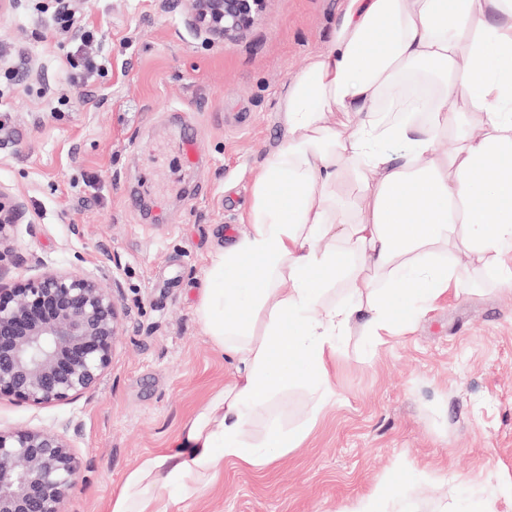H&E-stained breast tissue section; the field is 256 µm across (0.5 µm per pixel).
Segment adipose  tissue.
<instances>
[{
  "mask_svg": "<svg viewBox=\"0 0 512 512\" xmlns=\"http://www.w3.org/2000/svg\"><path fill=\"white\" fill-rule=\"evenodd\" d=\"M280 112L247 229L214 254L196 306L232 378L173 447L138 459L110 512H178L225 463L264 468L302 436L250 437L275 394L332 396L355 325L381 344L457 289L452 255L512 251V0H345Z\"/></svg>",
  "mask_w": 512,
  "mask_h": 512,
  "instance_id": "obj_1",
  "label": "adipose tissue"
}]
</instances>
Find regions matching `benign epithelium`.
<instances>
[{"instance_id":"benign-epithelium-1","label":"benign epithelium","mask_w":512,"mask_h":512,"mask_svg":"<svg viewBox=\"0 0 512 512\" xmlns=\"http://www.w3.org/2000/svg\"><path fill=\"white\" fill-rule=\"evenodd\" d=\"M266 0H191L189 23L214 39L247 31ZM0 187V262L12 254L18 200ZM112 284L78 267L0 283V398L44 405L96 387L112 362L120 310ZM78 425L0 430V512H67L80 475Z\"/></svg>"}]
</instances>
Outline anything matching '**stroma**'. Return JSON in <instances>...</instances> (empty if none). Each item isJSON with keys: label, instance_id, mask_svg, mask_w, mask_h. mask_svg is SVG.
<instances>
[{"label": "stroma", "instance_id": "stroma-1", "mask_svg": "<svg viewBox=\"0 0 512 512\" xmlns=\"http://www.w3.org/2000/svg\"><path fill=\"white\" fill-rule=\"evenodd\" d=\"M344 0H268L243 36L211 40L188 0H69L101 71L76 83L74 37L45 32L51 0L0 11V187L25 204L0 280L82 268L116 288L122 324L95 389L51 405L0 399V429L77 423L70 512H108L142 455L171 447L231 378L196 317L211 256L246 226L252 174L282 143L291 76L328 49ZM55 98L47 108L45 93ZM197 161L181 160V126ZM460 290L370 347L336 356L335 394L280 392L254 418L302 429L267 467L225 464L183 512H351L396 485L386 512H512V288L464 254Z\"/></svg>", "mask_w": 512, "mask_h": 512}]
</instances>
